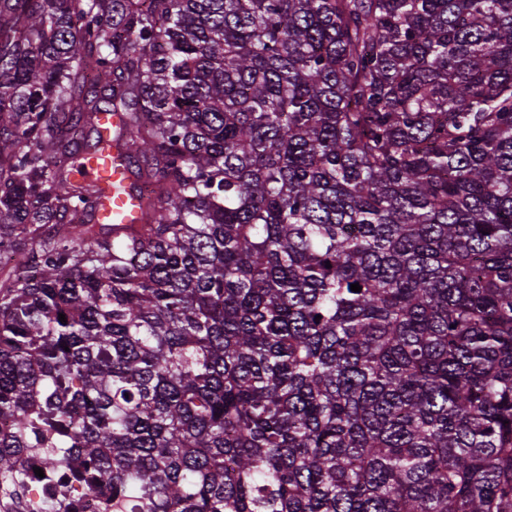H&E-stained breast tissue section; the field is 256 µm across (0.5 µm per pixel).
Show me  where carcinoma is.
Here are the masks:
<instances>
[{
  "mask_svg": "<svg viewBox=\"0 0 512 512\" xmlns=\"http://www.w3.org/2000/svg\"><path fill=\"white\" fill-rule=\"evenodd\" d=\"M2 247L0 502L512 512V0H0ZM108 152L91 157L82 173L91 180L112 183V189L96 211L99 224H136L140 216L139 199L133 188L126 165L112 150V161Z\"/></svg>",
  "mask_w": 512,
  "mask_h": 512,
  "instance_id": "obj_1",
  "label": "carcinoma"
}]
</instances>
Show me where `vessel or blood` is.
Returning a JSON list of instances; mask_svg holds the SVG:
<instances>
[{
    "label": "vessel or blood",
    "mask_w": 512,
    "mask_h": 512,
    "mask_svg": "<svg viewBox=\"0 0 512 512\" xmlns=\"http://www.w3.org/2000/svg\"><path fill=\"white\" fill-rule=\"evenodd\" d=\"M82 173L89 179L109 184L111 190L95 214L101 224H134L140 216L139 199L126 165L101 154L91 157Z\"/></svg>",
    "instance_id": "obj_1"
}]
</instances>
